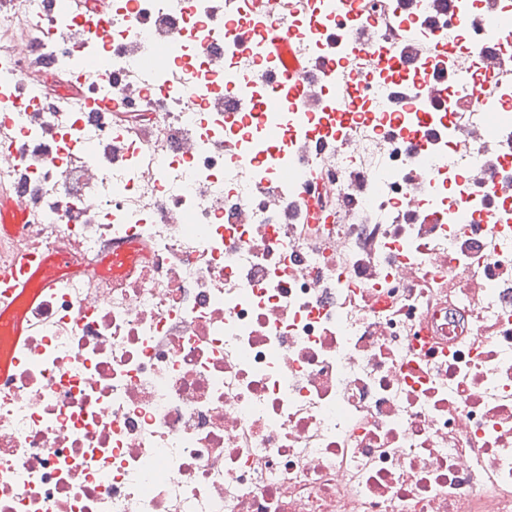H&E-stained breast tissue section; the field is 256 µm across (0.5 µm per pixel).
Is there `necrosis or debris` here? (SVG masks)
<instances>
[{"mask_svg":"<svg viewBox=\"0 0 512 512\" xmlns=\"http://www.w3.org/2000/svg\"><path fill=\"white\" fill-rule=\"evenodd\" d=\"M325 8L313 60L386 59L359 69L362 120L330 143L315 128L337 69L306 112L200 111L242 84L245 27L216 22L212 0H134L103 40L59 0H0V122L15 130L0 185L31 206L0 235V269L21 247L71 255L27 349L0 334V512H512V193L492 250L459 232L484 209L473 180L512 173V86L478 102L486 128L457 126L512 71V0H456L447 87L424 115L421 76L390 62L373 11ZM21 20L30 37L5 40ZM171 65L191 81L171 87ZM97 66L99 109L44 100ZM141 70L146 85H124ZM117 109L153 137L129 140ZM392 125L419 149L383 140ZM114 240L135 255L118 272Z\"/></svg>","mask_w":512,"mask_h":512,"instance_id":"1","label":"necrosis or debris"}]
</instances>
